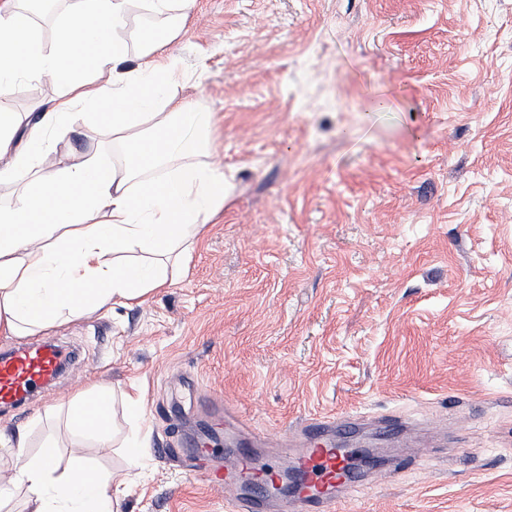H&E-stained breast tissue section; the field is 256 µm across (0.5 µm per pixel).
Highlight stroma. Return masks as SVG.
Returning a JSON list of instances; mask_svg holds the SVG:
<instances>
[{
  "instance_id": "stroma-1",
  "label": "stroma",
  "mask_w": 512,
  "mask_h": 512,
  "mask_svg": "<svg viewBox=\"0 0 512 512\" xmlns=\"http://www.w3.org/2000/svg\"><path fill=\"white\" fill-rule=\"evenodd\" d=\"M171 48L233 191L166 287L48 329L78 355L0 430L121 512H228L176 449L248 434L188 385L261 428L397 416L403 469L335 512H512V0H195ZM96 385L105 446L68 422Z\"/></svg>"
}]
</instances>
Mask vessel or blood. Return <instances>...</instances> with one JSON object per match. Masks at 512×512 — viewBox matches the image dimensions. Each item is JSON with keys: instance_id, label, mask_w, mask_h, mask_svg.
Listing matches in <instances>:
<instances>
[{"instance_id": "obj_1", "label": "vessel or blood", "mask_w": 512, "mask_h": 512, "mask_svg": "<svg viewBox=\"0 0 512 512\" xmlns=\"http://www.w3.org/2000/svg\"><path fill=\"white\" fill-rule=\"evenodd\" d=\"M72 357L66 345L42 339L0 354V407L17 409L50 383ZM336 422L310 418L304 427L307 447L295 448L288 433L267 429L254 446L230 448L223 465L210 468L208 482L224 493L230 512H326L337 487L355 494L363 489L355 472L345 471L328 431Z\"/></svg>"}]
</instances>
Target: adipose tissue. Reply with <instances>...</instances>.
<instances>
[{"label": "adipose tissue", "mask_w": 512, "mask_h": 512, "mask_svg": "<svg viewBox=\"0 0 512 512\" xmlns=\"http://www.w3.org/2000/svg\"><path fill=\"white\" fill-rule=\"evenodd\" d=\"M134 0H67L54 46L20 9L0 0V86L51 79L57 95L35 111L0 113V182L28 183L0 206V334L35 336L71 318L141 301L168 283L165 258L193 244L227 198L222 167L205 162L210 113L171 92L168 40L128 66L125 30ZM98 125L102 141L74 164L49 170L51 134ZM129 152L107 163L109 145ZM111 393L96 386L71 407V426L110 436ZM13 482L31 512H119L112 479L81 455L58 468L48 450Z\"/></svg>", "instance_id": "1"}]
</instances>
